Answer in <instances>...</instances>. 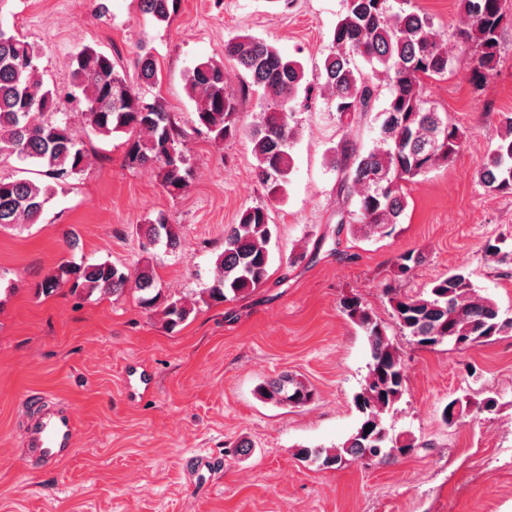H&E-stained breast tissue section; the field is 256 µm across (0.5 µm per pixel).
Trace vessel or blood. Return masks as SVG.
Listing matches in <instances>:
<instances>
[{"label":"vessel or blood","instance_id":"b4317fda","mask_svg":"<svg viewBox=\"0 0 512 512\" xmlns=\"http://www.w3.org/2000/svg\"><path fill=\"white\" fill-rule=\"evenodd\" d=\"M76 435L77 425L71 411L40 397L32 399L30 419L22 432L28 460L43 466L63 464L75 451Z\"/></svg>","mask_w":512,"mask_h":512}]
</instances>
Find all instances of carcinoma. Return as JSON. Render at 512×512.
Masks as SVG:
<instances>
[{"label":"carcinoma","instance_id":"1","mask_svg":"<svg viewBox=\"0 0 512 512\" xmlns=\"http://www.w3.org/2000/svg\"><path fill=\"white\" fill-rule=\"evenodd\" d=\"M139 8L168 24L177 4L176 0H139ZM461 10L464 23L457 27L455 38L461 53L474 62V76L481 81L499 59L504 0H461ZM224 55L244 72L242 93H258L267 102L260 120L249 127V135L257 180L268 196L277 198L285 192L293 169L295 102L301 93L309 99L315 84L305 80L300 61L282 56L274 46L249 34L225 42ZM357 57L370 65V71L356 66ZM451 62L448 41L434 30L428 16L405 10L392 14L388 0H346V12L336 22L330 53L318 77L342 124L351 128L372 113L378 129L369 148L348 134L332 148L339 193L346 204H356L361 215L360 223L350 225L351 232L367 238L389 234L408 206L405 185L448 164L459 152L460 128L424 98L425 80L443 79ZM69 67L76 90L73 98L83 105L86 134L127 135L128 165L151 167L164 188L180 190L189 178L181 149L184 133L160 100L146 97L145 88L154 85L157 77L153 57L146 51L137 55L135 84L116 69L112 56L91 46L79 51ZM187 84L195 102V123L214 140L223 141L243 130L239 100L227 86L223 63L196 64L188 72ZM384 86L389 99L376 113L375 103ZM499 125L502 133L478 171V180L489 192L512 193V113H500ZM2 154L39 166L46 180L0 178V228L37 223L57 189L88 165L85 141L71 130L67 113L59 111L56 92L40 75L34 46L0 26ZM139 231L143 239L162 242L171 253L180 246L178 228L162 214L139 225ZM272 235L266 207L243 210L237 223L224 229V251L217 255L213 281L202 293L211 301L224 302L262 285L268 278ZM507 240L501 236L485 245V253L502 266L512 264L505 260L512 253ZM64 286L87 296L98 292L119 297L133 289L147 308L161 297L151 268L144 266L132 274L108 261H64L38 284V292L49 295ZM387 294L400 333L421 349L443 344L448 335L477 347L512 332V317L504 316L496 301L480 295L462 271L435 279L418 295H399L393 288ZM339 308L366 331L370 347L369 371L353 398L359 426L342 446L301 448L299 457L339 467L349 460L409 455L415 445L391 435L384 425V416L405 391L401 353L359 296L342 298ZM191 312L180 298L165 300L162 310L171 328ZM258 393L280 406H301L314 399L313 388L288 372L259 385Z\"/></svg>","mask_w":512,"mask_h":512}]
</instances>
